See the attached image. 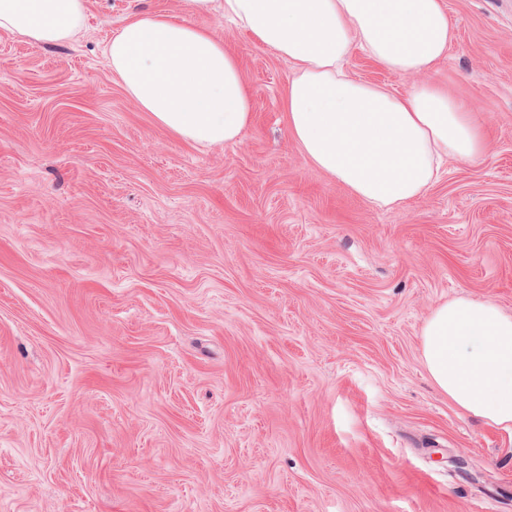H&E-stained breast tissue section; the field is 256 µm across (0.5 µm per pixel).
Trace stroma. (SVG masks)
Returning a JSON list of instances; mask_svg holds the SVG:
<instances>
[{
    "instance_id": "1",
    "label": "stroma",
    "mask_w": 512,
    "mask_h": 512,
    "mask_svg": "<svg viewBox=\"0 0 512 512\" xmlns=\"http://www.w3.org/2000/svg\"><path fill=\"white\" fill-rule=\"evenodd\" d=\"M445 4L431 77L488 152L391 209L302 156L290 64L214 11L252 112L221 147L158 127L103 53L184 0H86L56 45L0 30V512H512V434L420 352L444 301L512 313V0Z\"/></svg>"
}]
</instances>
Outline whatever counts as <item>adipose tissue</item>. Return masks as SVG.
I'll list each match as a JSON object with an SVG mask.
<instances>
[{
    "label": "adipose tissue",
    "instance_id": "ef3b65f1",
    "mask_svg": "<svg viewBox=\"0 0 512 512\" xmlns=\"http://www.w3.org/2000/svg\"><path fill=\"white\" fill-rule=\"evenodd\" d=\"M220 11L292 67L284 95L288 133L315 167L379 208L421 195L443 159L475 162L488 136L472 112L428 80L454 30L444 0H186L181 18L129 17L104 48L128 97L188 142L237 141L251 117L238 63L195 25ZM86 0H0V29L36 45L67 41ZM362 50L389 72L422 81L407 94L353 78ZM436 386L464 412L512 433V314L492 300L436 306L421 330Z\"/></svg>",
    "mask_w": 512,
    "mask_h": 512
}]
</instances>
